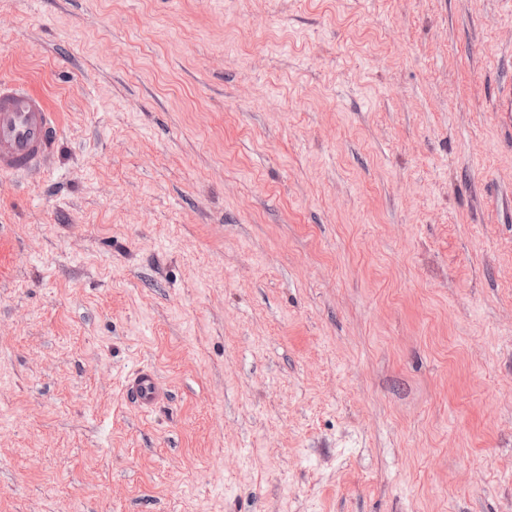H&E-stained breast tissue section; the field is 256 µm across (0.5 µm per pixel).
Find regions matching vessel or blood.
<instances>
[{
    "instance_id": "vessel-or-blood-1",
    "label": "vessel or blood",
    "mask_w": 512,
    "mask_h": 512,
    "mask_svg": "<svg viewBox=\"0 0 512 512\" xmlns=\"http://www.w3.org/2000/svg\"><path fill=\"white\" fill-rule=\"evenodd\" d=\"M58 136V123L44 98L13 81L0 80V176L30 172L46 164ZM126 396L141 411L157 408L167 393L152 368L126 379Z\"/></svg>"
}]
</instances>
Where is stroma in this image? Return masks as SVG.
I'll return each instance as SVG.
<instances>
[{
    "instance_id": "1",
    "label": "stroma",
    "mask_w": 512,
    "mask_h": 512,
    "mask_svg": "<svg viewBox=\"0 0 512 512\" xmlns=\"http://www.w3.org/2000/svg\"><path fill=\"white\" fill-rule=\"evenodd\" d=\"M1 79L0 512H512V0H0ZM58 123L44 98L0 80V176L30 172L48 162ZM126 396L143 412H150L167 399V392L157 379L155 371L141 367L126 379Z\"/></svg>"
}]
</instances>
